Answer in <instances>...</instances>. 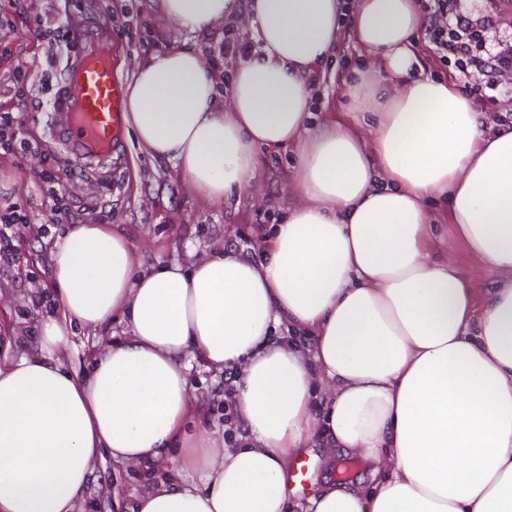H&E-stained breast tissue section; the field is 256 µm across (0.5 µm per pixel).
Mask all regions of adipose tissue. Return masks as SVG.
I'll use <instances>...</instances> for the list:
<instances>
[{"mask_svg": "<svg viewBox=\"0 0 512 512\" xmlns=\"http://www.w3.org/2000/svg\"><path fill=\"white\" fill-rule=\"evenodd\" d=\"M193 34L244 19L257 56L226 99L201 50L138 65L123 123L210 202L246 196L257 148L296 151L298 201L261 238L188 265H143L124 235L77 224L50 254L55 314L40 350L0 365V512H82L102 455L156 472L131 512H285L311 443L371 468L325 478L300 512H512V125L487 133L457 84L419 73L415 0H159ZM370 58L345 82L354 124L312 131L311 85L343 38ZM496 277L485 304L458 276L432 204ZM125 317L84 379L71 325ZM237 371L238 448L189 433L190 359Z\"/></svg>", "mask_w": 512, "mask_h": 512, "instance_id": "1", "label": "adipose tissue"}]
</instances>
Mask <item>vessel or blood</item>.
<instances>
[{"instance_id":"vessel-or-blood-1","label":"vessel or blood","mask_w":512,"mask_h":512,"mask_svg":"<svg viewBox=\"0 0 512 512\" xmlns=\"http://www.w3.org/2000/svg\"><path fill=\"white\" fill-rule=\"evenodd\" d=\"M68 82L76 94L66 108L67 122L76 136L89 143L117 135L123 124L124 88L112 73L105 46L86 50Z\"/></svg>"}]
</instances>
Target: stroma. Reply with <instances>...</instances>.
Returning a JSON list of instances; mask_svg holds the SVG:
<instances>
[{
    "instance_id": "stroma-1",
    "label": "stroma",
    "mask_w": 512,
    "mask_h": 512,
    "mask_svg": "<svg viewBox=\"0 0 512 512\" xmlns=\"http://www.w3.org/2000/svg\"><path fill=\"white\" fill-rule=\"evenodd\" d=\"M450 7L482 30L487 52L512 44V0H450ZM36 26L41 35H33ZM64 28L80 29L82 41L67 47L55 44L54 33ZM227 37L246 40L236 22L210 37L177 30L161 17L154 0H0V45L14 53L13 61L0 63V110H16L13 136L27 146L23 152L0 150V207L21 205L33 225L14 241L16 265L0 273V363L38 351L34 324L52 308L50 252L62 227L44 225L42 203L49 185L34 173L56 170L73 149L66 123L53 107L68 70L88 47L105 42L112 48V69L124 82L156 51L184 46L199 48L225 75L236 63L218 51ZM360 54L347 38L324 63L313 88L317 107H329L335 115L352 111L342 93L343 81ZM17 61L45 74V82L15 90L12 69ZM294 172L293 149L262 151L252 194L236 203H210L188 188L173 163L152 159L123 132L108 155L86 156L82 175L66 184L65 202L74 223L118 226L146 265L159 259L185 264L192 250L208 247H231L256 258L264 227L296 200L290 189ZM128 331L127 321L120 318L97 331L75 329L65 350L70 372L83 376L112 336ZM189 382L197 397L198 425L223 434V374L197 362ZM143 475L140 469L117 467L111 457L99 459L84 494L85 512H113V484L135 492L144 484Z\"/></svg>"
}]
</instances>
